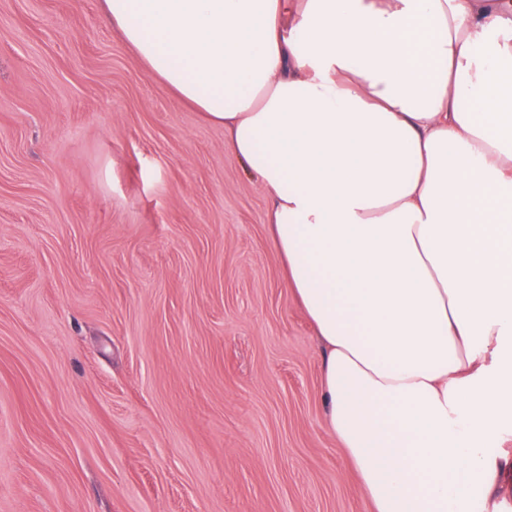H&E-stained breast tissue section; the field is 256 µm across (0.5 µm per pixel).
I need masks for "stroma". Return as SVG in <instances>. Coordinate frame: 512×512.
I'll use <instances>...</instances> for the list:
<instances>
[{
    "mask_svg": "<svg viewBox=\"0 0 512 512\" xmlns=\"http://www.w3.org/2000/svg\"><path fill=\"white\" fill-rule=\"evenodd\" d=\"M270 205L100 0H0V512H370Z\"/></svg>",
    "mask_w": 512,
    "mask_h": 512,
    "instance_id": "obj_1",
    "label": "stroma"
}]
</instances>
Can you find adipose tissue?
<instances>
[{
  "label": "adipose tissue",
  "mask_w": 512,
  "mask_h": 512,
  "mask_svg": "<svg viewBox=\"0 0 512 512\" xmlns=\"http://www.w3.org/2000/svg\"><path fill=\"white\" fill-rule=\"evenodd\" d=\"M271 198L374 512H498L512 453V0H102ZM483 448L488 453H498L507 450L512 453V420L504 422L498 430L490 433Z\"/></svg>",
  "instance_id": "adipose-tissue-1"
}]
</instances>
